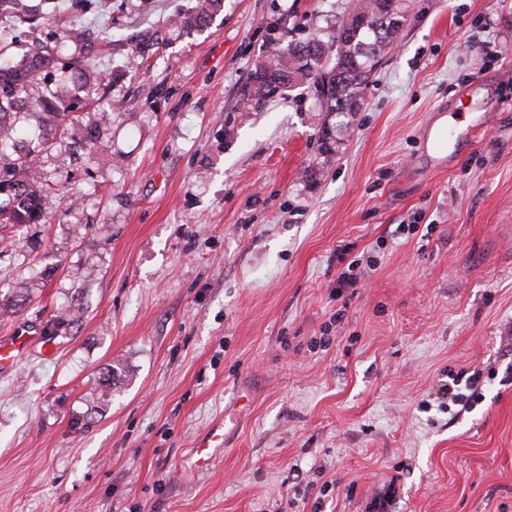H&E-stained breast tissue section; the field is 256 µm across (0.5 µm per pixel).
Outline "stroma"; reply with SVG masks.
I'll return each mask as SVG.
<instances>
[{"instance_id": "stroma-1", "label": "stroma", "mask_w": 512, "mask_h": 512, "mask_svg": "<svg viewBox=\"0 0 512 512\" xmlns=\"http://www.w3.org/2000/svg\"><path fill=\"white\" fill-rule=\"evenodd\" d=\"M49 2L34 28L0 9L11 60L69 61L75 25L167 41L108 94L49 70V141L16 117L53 196L0 250V295L28 294L0 335L79 315L0 374V512H512V0H411L327 158L313 91L241 92L271 38L351 0H224L188 35L191 0ZM443 102L488 125L431 168Z\"/></svg>"}]
</instances>
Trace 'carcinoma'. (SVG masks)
<instances>
[{
  "label": "carcinoma",
  "mask_w": 512,
  "mask_h": 512,
  "mask_svg": "<svg viewBox=\"0 0 512 512\" xmlns=\"http://www.w3.org/2000/svg\"><path fill=\"white\" fill-rule=\"evenodd\" d=\"M224 8V0H194L192 6L176 15L175 27L182 33H191L207 25ZM336 21L323 33L304 40L274 41V46L250 74L251 84L243 91L246 101H263L269 92L280 89L293 91L298 88H314L320 111L324 112L321 128L320 151L336 153L342 144L344 129L349 120L342 117L349 102L361 99V92L368 85L375 69V61L394 40L398 30L383 34L373 25L355 30L345 37L348 45L340 46ZM162 42L159 30L148 31L140 38L124 46L127 62L131 63ZM109 38L89 45L85 56L73 58L64 64L70 77L87 81L92 76L112 87L119 74H96L97 55L105 52ZM59 63L56 50L36 53L18 64L0 60V99L21 105L30 104L46 115L44 139H49L66 114L57 111L55 104L43 95L41 75ZM17 130L12 116L0 110V229L19 224L40 222L49 204V195L35 187L37 178L31 171L30 156H16L13 148Z\"/></svg>",
  "instance_id": "1"
}]
</instances>
